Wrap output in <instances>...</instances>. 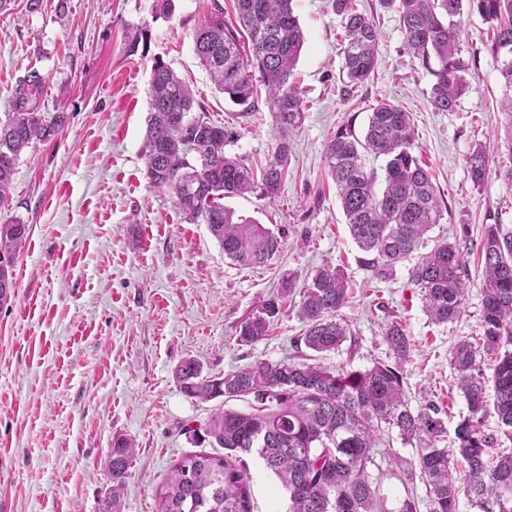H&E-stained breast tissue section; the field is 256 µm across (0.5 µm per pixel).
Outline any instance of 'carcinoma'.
Instances as JSON below:
<instances>
[{
  "label": "carcinoma",
  "instance_id": "carcinoma-1",
  "mask_svg": "<svg viewBox=\"0 0 512 512\" xmlns=\"http://www.w3.org/2000/svg\"><path fill=\"white\" fill-rule=\"evenodd\" d=\"M396 6L404 45L433 80L427 101L436 112L455 109L470 65L459 47L464 8H475L492 23L490 53L502 83L501 109L512 115V0H386ZM343 20L341 71L348 86L373 73L378 52L374 20L355 0H333ZM239 26L224 22L223 6L193 32V50L215 88L245 111L255 108L257 86L265 89L280 138L269 154L261 182L226 151L235 134L205 113L193 114L192 89L168 65L157 61L150 78V113L141 153L150 182L171 192L188 220L202 222L224 256L243 267L263 266L282 251L283 238L257 221L236 215L224 200L261 190L278 194L291 161L288 135L305 119L294 69L304 32L293 0H235ZM245 31L249 51L240 43ZM46 77L29 68L17 79L8 112L0 116V206L9 192L21 153L53 139L65 126V113L40 110ZM416 137L409 113L389 102L372 107L364 135L352 125L337 131L326 149L328 175L336 185L349 234L367 255L373 277H389L395 264L414 260L409 280L419 289L426 313L437 324L465 314L467 254L456 242L428 245L427 233L442 219L441 199L432 175L414 154ZM383 158V173L366 163ZM470 179L481 186L491 174L485 147L467 158ZM29 234L19 219L0 224V303L14 288V260ZM483 261L480 345L460 338L450 350L457 386L469 414L455 428V447L441 448L446 434L438 407L414 410L404 389L409 343L396 322L384 339L393 362L376 361L365 370L257 360L222 376L203 374L199 362L183 360L175 370L179 389L189 398L224 402L252 399L249 411L221 407L197 429L192 444L209 447L182 457L157 492V512H254L246 457L257 454L289 494L286 512H383L377 459L382 429L398 430L415 445L416 459L404 470L408 483L425 487L429 512H459L464 497L478 512H512V448L498 447V435L512 442V235L487 224L481 241ZM343 269H317L299 292L297 314L305 322L300 340L315 353L338 349L350 328L337 319L348 301ZM294 295L293 275L277 293L239 324L238 341L263 340ZM491 360L492 375L485 372ZM498 434L484 428L488 411ZM136 456L134 440L112 439L107 486L99 512H121L125 479ZM377 475H372V471Z\"/></svg>",
  "mask_w": 512,
  "mask_h": 512
}]
</instances>
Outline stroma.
<instances>
[{"label":"stroma","instance_id":"obj_1","mask_svg":"<svg viewBox=\"0 0 512 512\" xmlns=\"http://www.w3.org/2000/svg\"><path fill=\"white\" fill-rule=\"evenodd\" d=\"M236 19L234 0H176L174 14L155 17L153 0H25L0 12V113L27 66L46 77L45 112L69 120L52 140L25 150L0 222L17 218L29 235L17 255L11 298L0 305V512H99L105 462L114 436L137 445L125 480L122 512H157V491L172 465L193 451L186 431L205 421L220 400L185 396L174 372L187 358L219 376L264 359L355 371L385 360L384 333L400 323L411 345L405 391L411 408L436 402L455 428L468 413L456 386L449 350L481 335L478 245L484 225L512 234V187L495 175L512 160L503 143L511 122L500 110L502 87L489 52L491 28L464 13L460 46L471 70L451 112L427 103L431 76L407 54L395 8L357 0L379 31L377 65L349 90L340 73L342 21L333 0H294L305 33L295 70L305 120L289 137L291 163L274 199H228L236 214L283 237L267 265L243 268L227 259L207 226L192 223L174 195L145 174L141 145L149 118L150 78L163 61L192 87L209 118L231 128L230 151L261 169L278 130L266 101L243 114L219 93L193 51L192 33L213 4ZM147 30L145 48L130 37ZM388 100L410 113L416 156L444 201L430 239H465L466 313L437 325L409 282V262L374 279L350 237L325 151L342 126L363 133L371 107ZM489 153L491 176L474 187L466 159L476 146ZM342 267L350 299L338 316L351 335L338 350L317 354L300 343L304 325L280 316L264 340L243 345L240 322L276 291L282 274L297 286L324 265ZM397 455L379 494L388 512L404 497L395 473L416 450L397 430L379 435ZM255 512H286L288 494L255 455L247 459Z\"/></svg>","mask_w":512,"mask_h":512}]
</instances>
